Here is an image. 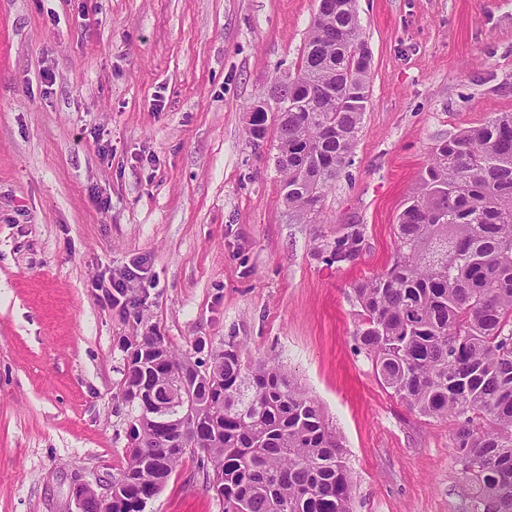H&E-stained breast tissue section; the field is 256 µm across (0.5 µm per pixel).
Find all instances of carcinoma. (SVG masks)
<instances>
[{
  "mask_svg": "<svg viewBox=\"0 0 512 512\" xmlns=\"http://www.w3.org/2000/svg\"><path fill=\"white\" fill-rule=\"evenodd\" d=\"M371 60L356 0H315L300 63L269 94L284 201L301 224L321 213L349 162ZM250 117V137L264 139L268 111ZM395 237L390 266L354 288L356 336L382 386L417 414L454 422V451L484 510L512 512L511 112L433 149ZM363 241V225L350 224L324 250L349 265ZM149 338L169 370L192 362ZM211 357L213 377L192 375L191 413L159 396L148 411L135 408V447L112 481V512H144L188 453L215 481L224 512H351L354 475L317 400L275 359L252 363L234 342ZM155 379L153 366L127 364L124 384L147 392Z\"/></svg>",
  "mask_w": 512,
  "mask_h": 512,
  "instance_id": "cac0c4a2",
  "label": "carcinoma"
}]
</instances>
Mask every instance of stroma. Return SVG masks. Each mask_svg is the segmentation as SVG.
Wrapping results in <instances>:
<instances>
[{
  "label": "stroma",
  "mask_w": 512,
  "mask_h": 512,
  "mask_svg": "<svg viewBox=\"0 0 512 512\" xmlns=\"http://www.w3.org/2000/svg\"><path fill=\"white\" fill-rule=\"evenodd\" d=\"M370 106L315 224L250 104L295 71L314 0H0V512H72L127 463L128 349L240 343L322 405L353 512H474L451 422L377 379L353 287L383 271L433 148L512 112V0H357ZM365 228L351 265L323 241ZM129 275L120 306L96 279ZM145 512H224L184 457Z\"/></svg>",
  "instance_id": "stroma-1"
}]
</instances>
